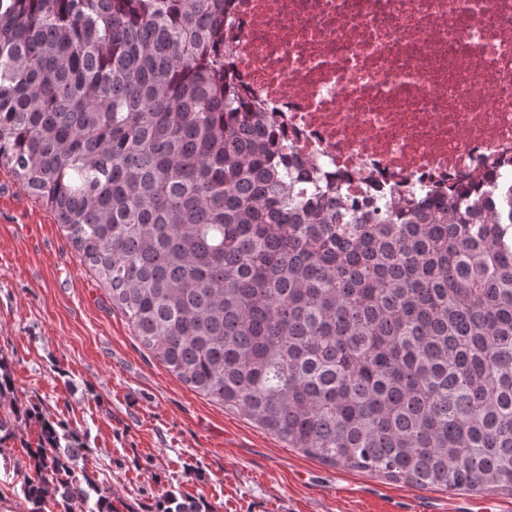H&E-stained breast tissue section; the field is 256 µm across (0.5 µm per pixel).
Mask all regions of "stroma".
<instances>
[{
  "instance_id": "35a3bbf8",
  "label": "stroma",
  "mask_w": 512,
  "mask_h": 512,
  "mask_svg": "<svg viewBox=\"0 0 512 512\" xmlns=\"http://www.w3.org/2000/svg\"><path fill=\"white\" fill-rule=\"evenodd\" d=\"M0 356L17 395L87 433L75 470L119 512L161 491L204 496L214 512H512V494L418 488L328 465L286 447L179 381L140 344L108 286L55 215L0 166ZM36 423L0 445V512L18 494Z\"/></svg>"
}]
</instances>
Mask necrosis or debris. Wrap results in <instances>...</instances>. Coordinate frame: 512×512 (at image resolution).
Returning <instances> with one entry per match:
<instances>
[{
  "label": "necrosis or debris",
  "mask_w": 512,
  "mask_h": 512,
  "mask_svg": "<svg viewBox=\"0 0 512 512\" xmlns=\"http://www.w3.org/2000/svg\"><path fill=\"white\" fill-rule=\"evenodd\" d=\"M226 58L330 200L512 170V0H228Z\"/></svg>",
  "instance_id": "necrosis-or-debris-1"
}]
</instances>
